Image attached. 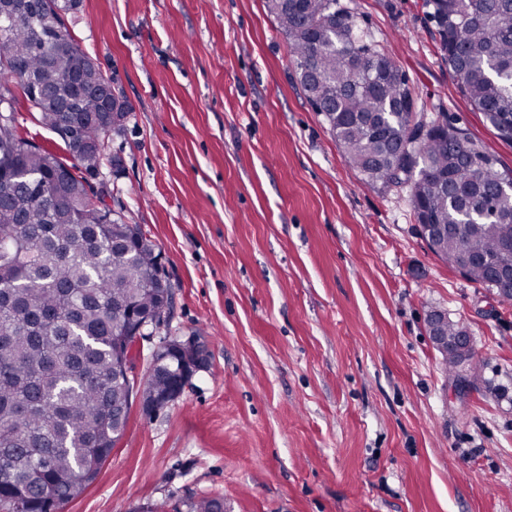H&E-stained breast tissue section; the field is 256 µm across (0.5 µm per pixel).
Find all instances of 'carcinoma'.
<instances>
[{
  "label": "carcinoma",
  "instance_id": "obj_1",
  "mask_svg": "<svg viewBox=\"0 0 512 512\" xmlns=\"http://www.w3.org/2000/svg\"><path fill=\"white\" fill-rule=\"evenodd\" d=\"M0 16V512H55L82 493L127 421L126 386L113 377L114 348H132L142 319L170 314L161 251L136 224L90 196L105 141L123 132L130 106L113 103L110 80L74 39L55 31L78 0H17ZM288 38L300 84L369 185L410 188L418 223L446 224L441 259L493 288L491 270L512 264V192L504 173L466 133L439 119L418 135L408 79L339 0H266ZM439 50L460 91L499 136L512 132V0H425ZM41 86L46 94L33 95ZM50 131L69 127L73 162L23 137L17 91ZM160 368L149 395L174 385ZM186 512H224L221 498H190Z\"/></svg>",
  "mask_w": 512,
  "mask_h": 512
}]
</instances>
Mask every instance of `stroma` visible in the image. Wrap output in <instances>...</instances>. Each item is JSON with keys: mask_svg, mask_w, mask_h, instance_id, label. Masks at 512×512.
Wrapping results in <instances>:
<instances>
[{"mask_svg": "<svg viewBox=\"0 0 512 512\" xmlns=\"http://www.w3.org/2000/svg\"><path fill=\"white\" fill-rule=\"evenodd\" d=\"M406 72L419 111L499 170L512 141L461 93L424 0H340ZM65 26L131 107L99 177L159 247L173 309L133 349L202 336L207 367L156 414L132 404L58 512H512V305L434 255L410 189L366 184L301 87L265 0H79ZM473 339L446 371L427 318Z\"/></svg>", "mask_w": 512, "mask_h": 512, "instance_id": "stroma-1", "label": "stroma"}]
</instances>
